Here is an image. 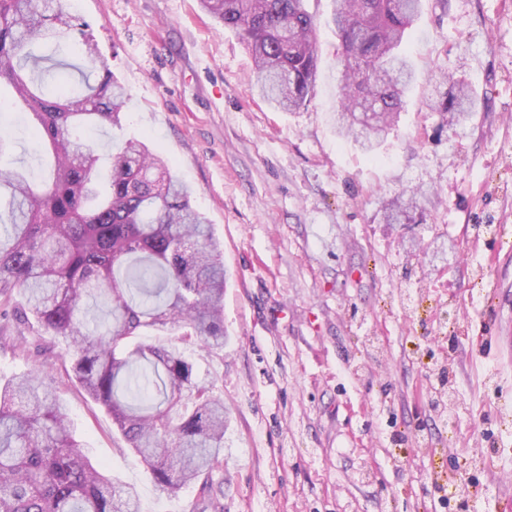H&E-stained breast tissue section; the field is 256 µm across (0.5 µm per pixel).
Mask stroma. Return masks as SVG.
I'll return each instance as SVG.
<instances>
[{
  "label": "stroma",
  "instance_id": "35a3bbf8",
  "mask_svg": "<svg viewBox=\"0 0 512 512\" xmlns=\"http://www.w3.org/2000/svg\"><path fill=\"white\" fill-rule=\"evenodd\" d=\"M319 46L305 105L251 90L238 32L198 0H73L130 101L100 153L144 141L192 191L224 248V347L185 353L230 407L226 512H448L441 487L476 475L475 512H512V0H422L406 53L416 80L369 160L332 121L342 69L336 0H305ZM482 100L462 129L427 107L443 74ZM1 163L39 173L25 121ZM428 204L387 224L381 201ZM26 345H18V336ZM60 343L0 318V378L51 362L73 435L141 512H193L160 491L111 417L72 384ZM447 383L455 431L432 401Z\"/></svg>",
  "mask_w": 512,
  "mask_h": 512
}]
</instances>
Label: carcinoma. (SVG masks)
<instances>
[{"mask_svg": "<svg viewBox=\"0 0 512 512\" xmlns=\"http://www.w3.org/2000/svg\"><path fill=\"white\" fill-rule=\"evenodd\" d=\"M343 46L336 129L367 153L397 122L414 79L398 53L421 0H336ZM203 12L237 31L253 56L256 88L272 107L304 105L318 50L303 0H199ZM76 30L96 77L51 91L35 73L33 47ZM29 113L53 159L39 184L0 167V297L12 312L64 348L75 382L111 417L156 485L171 495L193 485L200 512H224V435L231 411L212 382L200 381L175 347L224 348L226 271L212 225L191 190L136 139L101 155L77 131L92 122L121 126L129 94L114 78L89 25L60 0H0V86ZM442 125L463 127L474 111L467 84L430 102ZM418 191L383 202L399 224L420 207ZM108 307L99 325L89 317ZM43 368L0 383V512H140L136 491L117 487L93 466Z\"/></svg>", "mask_w": 512, "mask_h": 512, "instance_id": "carcinoma-1", "label": "carcinoma"}]
</instances>
